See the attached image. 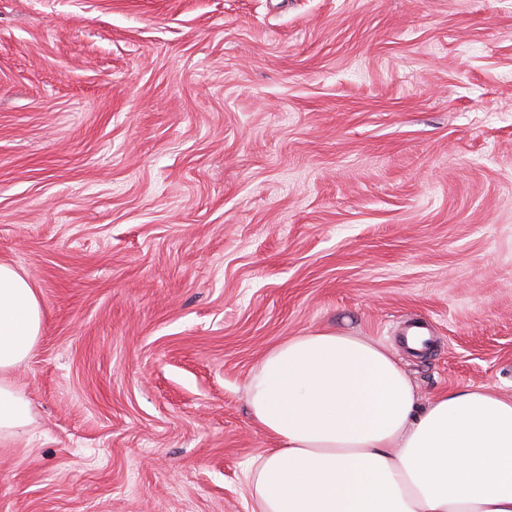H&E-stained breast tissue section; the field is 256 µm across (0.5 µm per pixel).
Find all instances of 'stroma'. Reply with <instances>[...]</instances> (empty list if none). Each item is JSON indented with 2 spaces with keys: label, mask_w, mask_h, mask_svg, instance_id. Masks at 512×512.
<instances>
[{
  "label": "stroma",
  "mask_w": 512,
  "mask_h": 512,
  "mask_svg": "<svg viewBox=\"0 0 512 512\" xmlns=\"http://www.w3.org/2000/svg\"><path fill=\"white\" fill-rule=\"evenodd\" d=\"M0 262L46 321L0 512H249L313 330L512 397V0H0Z\"/></svg>",
  "instance_id": "1"
}]
</instances>
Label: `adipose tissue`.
Instances as JSON below:
<instances>
[{
    "instance_id": "ef3b65f1",
    "label": "adipose tissue",
    "mask_w": 512,
    "mask_h": 512,
    "mask_svg": "<svg viewBox=\"0 0 512 512\" xmlns=\"http://www.w3.org/2000/svg\"><path fill=\"white\" fill-rule=\"evenodd\" d=\"M43 328L35 289L0 263V442L33 422L12 374ZM248 403L273 442L250 465L251 512H512V398L486 387L420 403L384 347L321 329L269 350Z\"/></svg>"
}]
</instances>
